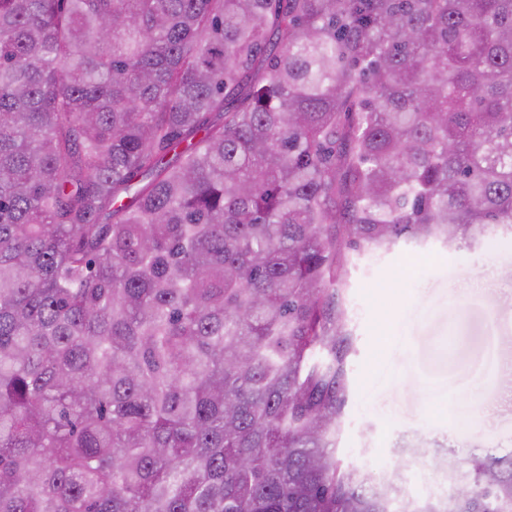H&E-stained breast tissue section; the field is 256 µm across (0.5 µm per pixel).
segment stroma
<instances>
[{
  "mask_svg": "<svg viewBox=\"0 0 512 512\" xmlns=\"http://www.w3.org/2000/svg\"><path fill=\"white\" fill-rule=\"evenodd\" d=\"M512 241L451 250L399 241L354 258L342 303L349 392L336 454L410 498L472 479L474 458L512 451Z\"/></svg>",
  "mask_w": 512,
  "mask_h": 512,
  "instance_id": "obj_1",
  "label": "stroma"
}]
</instances>
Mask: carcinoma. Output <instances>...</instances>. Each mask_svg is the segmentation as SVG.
Here are the masks:
<instances>
[{
	"instance_id": "1",
	"label": "carcinoma",
	"mask_w": 512,
	"mask_h": 512,
	"mask_svg": "<svg viewBox=\"0 0 512 512\" xmlns=\"http://www.w3.org/2000/svg\"><path fill=\"white\" fill-rule=\"evenodd\" d=\"M510 236L512 0H0V512H512L336 455L350 253Z\"/></svg>"
}]
</instances>
